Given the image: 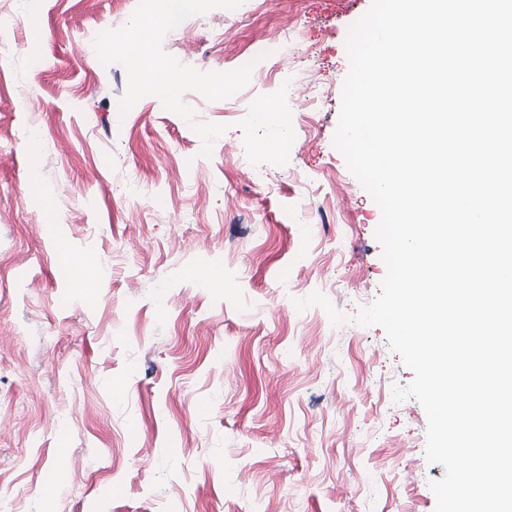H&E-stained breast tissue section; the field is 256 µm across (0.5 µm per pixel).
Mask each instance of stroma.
<instances>
[{"label":"stroma","mask_w":512,"mask_h":512,"mask_svg":"<svg viewBox=\"0 0 512 512\" xmlns=\"http://www.w3.org/2000/svg\"><path fill=\"white\" fill-rule=\"evenodd\" d=\"M371 3L203 0L135 60L98 43L143 0H0V512H435L413 373L352 321L387 273L333 145ZM288 23V59L229 62ZM179 56L177 99L125 100ZM294 83L313 109L257 122ZM316 291L348 323L298 311Z\"/></svg>","instance_id":"1"}]
</instances>
